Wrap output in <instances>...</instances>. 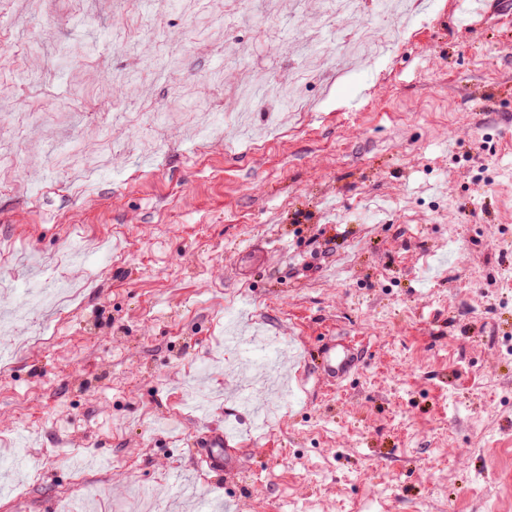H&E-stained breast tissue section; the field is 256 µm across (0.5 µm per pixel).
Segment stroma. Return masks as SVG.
I'll return each mask as SVG.
<instances>
[{"mask_svg": "<svg viewBox=\"0 0 512 512\" xmlns=\"http://www.w3.org/2000/svg\"><path fill=\"white\" fill-rule=\"evenodd\" d=\"M257 2L231 21L217 0H0V31L30 36L0 40V113L29 124L12 172L29 192L0 190V247L22 257L0 261V351L32 322L60 338L0 383V512H512V0L467 26L470 0H432L382 62L308 87L318 111L267 150L229 123L200 141L178 86L220 114L239 71L277 83L305 62L282 47L314 13L288 25ZM53 133L119 159L79 181ZM235 328L285 346L240 364ZM333 336L362 354L337 385L317 375ZM247 379L289 385L263 433ZM213 431L239 469L198 466ZM74 458L103 480L74 486Z\"/></svg>", "mask_w": 512, "mask_h": 512, "instance_id": "1", "label": "stroma"}]
</instances>
